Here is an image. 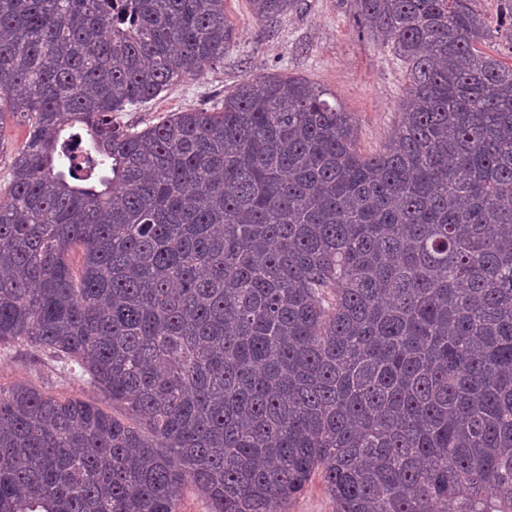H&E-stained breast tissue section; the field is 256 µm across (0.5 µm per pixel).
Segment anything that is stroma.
<instances>
[{
    "label": "stroma",
    "instance_id": "1",
    "mask_svg": "<svg viewBox=\"0 0 512 512\" xmlns=\"http://www.w3.org/2000/svg\"><path fill=\"white\" fill-rule=\"evenodd\" d=\"M500 0H478L489 29L482 51L512 65V26L499 24ZM235 39L223 64L168 87L152 100L117 113L120 125L144 128L171 112L209 109L240 82L268 74L300 76L333 94L355 123V144L364 155L380 152L403 104L400 62L361 38L346 0H301L296 12L267 25L254 18L249 0H224ZM25 383L60 399L92 402L119 418L112 403L52 353L28 343L0 344V387Z\"/></svg>",
    "mask_w": 512,
    "mask_h": 512
}]
</instances>
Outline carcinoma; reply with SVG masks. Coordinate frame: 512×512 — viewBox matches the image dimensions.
<instances>
[{
    "label": "carcinoma",
    "instance_id": "cac0c4a2",
    "mask_svg": "<svg viewBox=\"0 0 512 512\" xmlns=\"http://www.w3.org/2000/svg\"><path fill=\"white\" fill-rule=\"evenodd\" d=\"M300 0H249L272 23ZM406 68L383 150L303 78L141 130L224 62V0H0V343L129 422L0 388V512H512V66L476 0H350ZM26 142V126L9 121L0 137V188L3 190L11 178L10 164L13 156ZM276 512H336V504L325 491L320 476H313L300 495ZM178 512H209V503L194 486L186 485L181 493Z\"/></svg>",
    "mask_w": 512,
    "mask_h": 512
}]
</instances>
